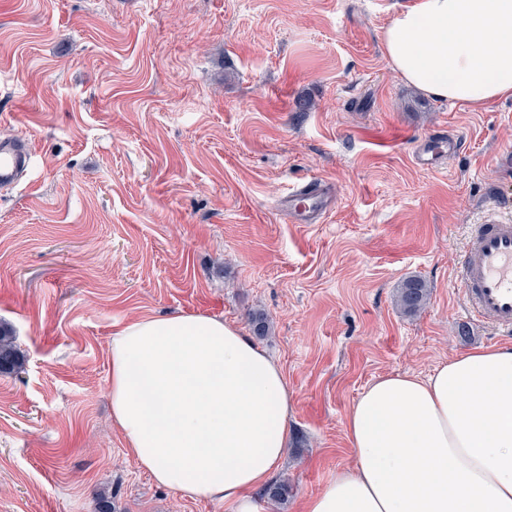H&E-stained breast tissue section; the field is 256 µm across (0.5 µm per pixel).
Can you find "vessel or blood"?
Returning <instances> with one entry per match:
<instances>
[{"mask_svg":"<svg viewBox=\"0 0 512 512\" xmlns=\"http://www.w3.org/2000/svg\"><path fill=\"white\" fill-rule=\"evenodd\" d=\"M31 159L27 139L0 144V186L19 184ZM325 184L311 180L293 188L279 201L294 224H314L328 209ZM457 281L464 293L470 319L502 333L512 332V219H493L473 225L457 267Z\"/></svg>","mask_w":512,"mask_h":512,"instance_id":"1","label":"vessel or blood"}]
</instances>
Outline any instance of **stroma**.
<instances>
[{"label":"stroma","mask_w":512,"mask_h":512,"mask_svg":"<svg viewBox=\"0 0 512 512\" xmlns=\"http://www.w3.org/2000/svg\"><path fill=\"white\" fill-rule=\"evenodd\" d=\"M413 0H0V141L32 144L0 188V512H231L157 486L108 400L115 325L202 312L253 333L292 393L261 512H302L352 466L345 423L383 375L429 376L512 346L466 318L472 225L512 219V98L475 109L392 70L382 34ZM461 148L435 168L414 144ZM329 183L322 222L279 206ZM410 277L430 291L397 305ZM428 296L425 281L418 277H411L402 283L399 289L398 303L403 311L412 314L425 306ZM10 327L0 323V374H11L21 367L22 355Z\"/></svg>","instance_id":"obj_1"}]
</instances>
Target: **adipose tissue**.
I'll use <instances>...</instances> for the list:
<instances>
[{"mask_svg":"<svg viewBox=\"0 0 512 512\" xmlns=\"http://www.w3.org/2000/svg\"><path fill=\"white\" fill-rule=\"evenodd\" d=\"M419 90L481 107L512 97V0H415L383 32ZM112 423L140 470L182 496L256 512L283 460L292 396L281 366L206 313L147 314L110 345ZM354 467L303 512H512V346L477 347L431 375L373 381L346 421Z\"/></svg>","mask_w":512,"mask_h":512,"instance_id":"1","label":"adipose tissue"}]
</instances>
